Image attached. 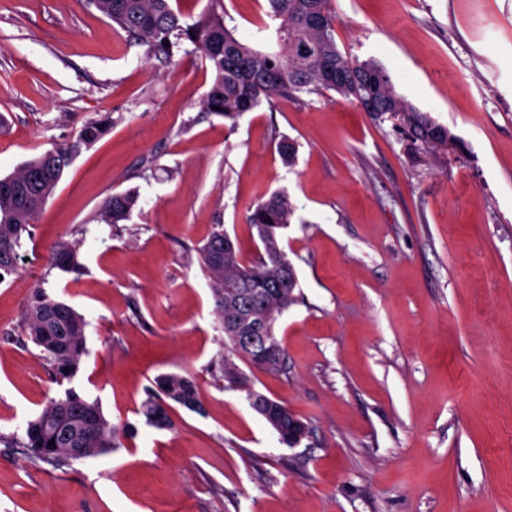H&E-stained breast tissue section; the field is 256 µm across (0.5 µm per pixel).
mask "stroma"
<instances>
[{
	"label": "stroma",
	"instance_id": "obj_1",
	"mask_svg": "<svg viewBox=\"0 0 512 512\" xmlns=\"http://www.w3.org/2000/svg\"><path fill=\"white\" fill-rule=\"evenodd\" d=\"M336 43L454 134L419 150L336 92L237 122L205 106L208 62L148 55L85 0H0V176L108 113L0 283V512H512V0H331ZM237 36L265 0H224ZM295 142L294 165L278 151ZM287 190L300 297L279 318L287 368L238 366L310 433L299 446L224 387V332L191 246L224 225L246 259L248 210ZM137 198L106 223L103 200ZM85 270L46 272L58 238ZM84 315L72 384L120 448L60 468L15 449L58 387L23 331L36 286ZM191 377L202 412H140L156 377Z\"/></svg>",
	"mask_w": 512,
	"mask_h": 512
}]
</instances>
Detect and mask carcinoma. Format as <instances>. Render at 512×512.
Masks as SVG:
<instances>
[{
    "label": "carcinoma",
    "mask_w": 512,
    "mask_h": 512,
    "mask_svg": "<svg viewBox=\"0 0 512 512\" xmlns=\"http://www.w3.org/2000/svg\"><path fill=\"white\" fill-rule=\"evenodd\" d=\"M122 29L129 42L147 47V53L169 58L175 47L189 43L208 60L211 81L206 96L209 112L236 121L242 114L278 99L298 94L320 95L329 90L381 118L397 120L422 148L446 147L455 141L448 127L409 105L395 91L391 76L374 60L344 56L336 43L337 18L328 0H266L267 15L276 21L266 39L278 49L261 51L235 36L226 23L224 0H210L206 11L186 19L172 0H87ZM108 114L85 122L76 140L56 146L27 161L16 172L0 178V275L19 271L20 250L32 238V227L43 206L82 147H89L111 128ZM136 198L116 193L102 203L105 219L125 220ZM294 213L288 193L273 192L258 201L249 215L263 253L242 259L222 224L212 225L205 242L193 247L210 279L215 311L227 339L230 355L222 360L228 387L246 392L252 409L279 435V442L304 439L309 430L288 406L260 393L249 384L231 356L270 371H282L286 352L279 340L278 317L297 303L298 277L281 242ZM81 242L60 238L48 249L47 271L79 274ZM25 334L41 348L49 371L58 384L71 380L86 353V320L68 304L36 287L27 301ZM148 391L141 414L148 425L172 429L166 406L177 403L201 413L203 408L193 380L177 373L158 376ZM130 435L134 427L113 426L96 400L72 388L51 398L40 414L26 422L24 438L7 443L20 448L25 458L54 468L75 459L72 449L87 448L84 457L104 454L116 447L118 433ZM54 445H49L50 441Z\"/></svg>",
    "instance_id": "1"
}]
</instances>
